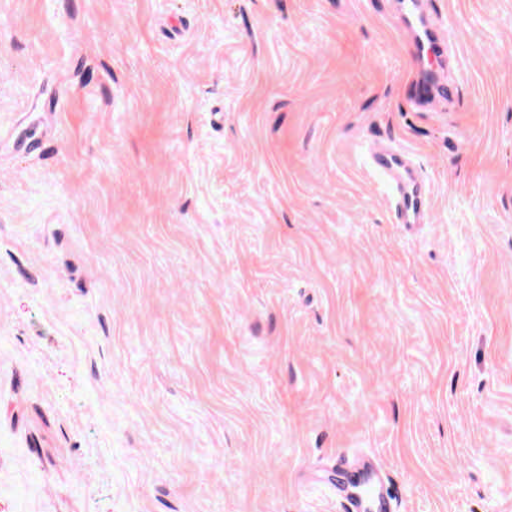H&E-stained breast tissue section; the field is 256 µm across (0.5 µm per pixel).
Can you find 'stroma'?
<instances>
[{
  "label": "stroma",
  "mask_w": 512,
  "mask_h": 512,
  "mask_svg": "<svg viewBox=\"0 0 512 512\" xmlns=\"http://www.w3.org/2000/svg\"><path fill=\"white\" fill-rule=\"evenodd\" d=\"M425 7L416 108L396 0H0V512H512V0ZM436 78L433 70L424 69L415 82L414 102L422 106L433 98L436 89ZM371 168L393 193L397 222L423 224L424 191L406 155L388 146H378L371 152ZM356 466L361 470L363 482L360 487H365L368 491V498L359 494L357 497L343 495L345 502V512H364L365 503H371L375 506L376 512H394L393 496L379 478L382 468L372 459H362L357 461Z\"/></svg>",
  "instance_id": "35a3bbf8"
}]
</instances>
